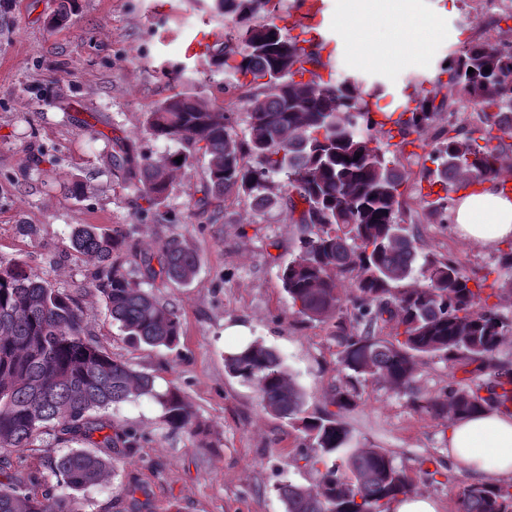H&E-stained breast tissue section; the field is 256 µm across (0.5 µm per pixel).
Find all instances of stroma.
Returning a JSON list of instances; mask_svg holds the SVG:
<instances>
[{
  "instance_id": "1",
  "label": "stroma",
  "mask_w": 512,
  "mask_h": 512,
  "mask_svg": "<svg viewBox=\"0 0 512 512\" xmlns=\"http://www.w3.org/2000/svg\"><path fill=\"white\" fill-rule=\"evenodd\" d=\"M324 2L323 35L336 48L338 78L398 99L418 83L437 91L443 110L422 135L430 147L449 115L478 124L457 88L443 82L441 65L459 40L496 36L495 21L512 12V0H412L413 12L432 25L420 56L400 65L376 63L345 39L342 21L355 0ZM61 7V0H0V258L23 261L52 286L66 288L92 266L69 247L73 225L107 232L138 225L135 240L144 251L160 237L180 234L199 257L195 279L151 286L178 312L176 349L131 345L95 293L82 297L84 320L102 347L152 375L158 390L178 388L220 439L219 447H197L165 426L149 398L113 405L110 416L143 435L142 447L106 482L76 492L77 506L130 512L127 488L135 483L141 512H285L278 485L312 487L319 475L295 462L300 432L263 411L255 387L232 377L225 357L245 340L275 349L311 412L327 407L345 376L326 328L293 316L282 286L280 267L291 260L297 235L282 177L272 179L270 203L258 207L231 195L211 222L191 200L204 177L203 160L176 171L168 197L146 216L134 185L109 164L117 138L153 160L178 151V143L146 132L145 121L163 100L188 90L232 111L234 133L247 135L232 78L212 65L209 53H186L200 34L224 37L230 26L213 0H71L67 21L53 25ZM408 205L422 251L458 256L476 270L496 263L498 250L460 240L452 225L427 223L419 198ZM236 324L247 328V337L226 335ZM359 390L356 406L343 415L353 445L385 450L414 479L416 493L455 512L457 489L470 477L448 458L447 421L415 411L406 396L376 381L361 382ZM428 470L437 480L425 478Z\"/></svg>"
}]
</instances>
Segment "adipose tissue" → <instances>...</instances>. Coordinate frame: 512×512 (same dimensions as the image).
I'll return each mask as SVG.
<instances>
[{
    "mask_svg": "<svg viewBox=\"0 0 512 512\" xmlns=\"http://www.w3.org/2000/svg\"><path fill=\"white\" fill-rule=\"evenodd\" d=\"M451 213L463 239L489 248L512 241V193L503 192L498 182L458 193ZM448 455L480 483L512 479V411L487 406L450 423Z\"/></svg>",
    "mask_w": 512,
    "mask_h": 512,
    "instance_id": "ef3b65f1",
    "label": "adipose tissue"
}]
</instances>
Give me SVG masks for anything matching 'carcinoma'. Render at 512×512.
Segmentation results:
<instances>
[{
	"label": "carcinoma",
	"instance_id": "cac0c4a2",
	"mask_svg": "<svg viewBox=\"0 0 512 512\" xmlns=\"http://www.w3.org/2000/svg\"><path fill=\"white\" fill-rule=\"evenodd\" d=\"M270 2L214 0L238 37L210 48L212 64L243 89L239 103L248 114V135L231 133L232 113L178 94L148 114L145 129L177 141L181 151L151 161L123 143L112 152V168L128 177L150 210L167 197L171 173L198 157L206 159L205 178L194 190L198 210L229 194L260 206L272 177L284 176L289 210L299 212V236L281 270L283 287L292 313L325 325L341 348L345 383L333 389L329 405L336 410L308 414L273 349L252 342L227 355L226 367L256 387L265 411L302 434L309 448L299 456L304 467L315 470L325 459L345 455L348 477L333 463L313 489L279 484L286 512H390L395 497L413 492L414 479L386 451L351 446L341 414L355 405L360 381L381 382L435 418L512 405V366L496 359L512 322L499 304L489 303L512 297V247L481 271L451 254L422 256L405 209L408 191L426 198L437 186L444 195L430 215L448 224L451 193L501 174L504 136L512 132V42L470 38L448 59L442 72L479 113L480 125L465 131L448 122L424 155L435 168L422 166L412 183L400 169V156L409 145L424 148L421 132L443 108L435 104L437 93H417L395 113L379 105L380 91L368 94L355 79L298 80L304 65L319 63L317 44L278 26ZM260 13L268 21L255 22ZM136 232L135 226L110 234L95 224L75 225L69 248L96 264L72 289L54 288L26 264L0 259V512H78L75 497L64 490L105 480L115 457L132 458L141 448L136 430L105 414L115 403L149 397L168 428L201 448L213 447L179 389L156 390L150 374L112 358L86 332L80 296L97 292L132 344L177 345V311L147 286L158 279L190 283L198 272L197 253L176 234L142 252ZM125 254L135 258L140 281L124 270ZM344 280L354 288L348 300L339 293ZM425 357L450 362L470 377L425 392L417 385ZM42 435L93 450L30 463L13 458ZM457 512H512V481L463 485Z\"/></svg>",
	"mask_w": 512,
	"mask_h": 512
}]
</instances>
